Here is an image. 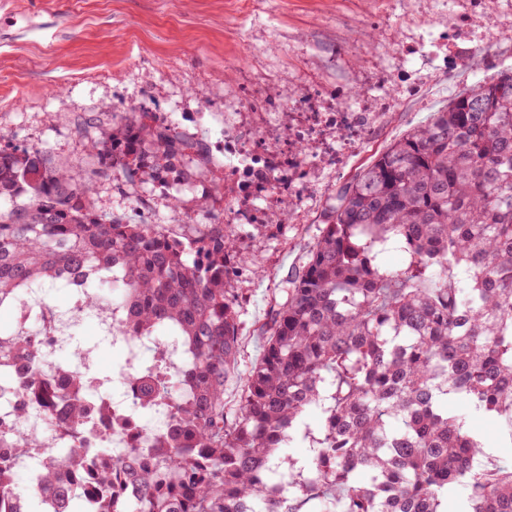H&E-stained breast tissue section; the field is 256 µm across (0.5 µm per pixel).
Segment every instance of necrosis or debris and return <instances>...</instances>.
I'll return each mask as SVG.
<instances>
[{
  "instance_id": "4bbe7bcc",
  "label": "necrosis or debris",
  "mask_w": 512,
  "mask_h": 512,
  "mask_svg": "<svg viewBox=\"0 0 512 512\" xmlns=\"http://www.w3.org/2000/svg\"><path fill=\"white\" fill-rule=\"evenodd\" d=\"M391 106L389 100L367 98L360 112L349 111L331 93L312 89L293 113L287 140H277L265 113L246 108L240 94L224 101V220L230 224H266L280 198L295 190L299 173L327 164H339L348 153L364 149L371 126ZM71 303L65 313L54 312L40 290L23 293L13 301V328L30 341L31 361L8 365L15 381L37 374L35 390L14 391L10 399L0 398V464L10 470L37 472L50 448H106L113 461L136 459L141 468L158 467L161 452L155 448L157 435L173 423V416L191 394L173 388L162 402L143 411L138 392L129 383L131 373L143 370L142 355L152 350L176 375L188 364L186 352L173 332H159L125 341V360L112 376L94 369L92 348L76 339L85 321H93L106 335H119L126 325L120 305L86 310L88 283L71 279L66 285ZM77 389L86 414L77 424L57 420L55 407L44 404L45 389ZM32 443L25 457L13 453L16 435Z\"/></svg>"
}]
</instances>
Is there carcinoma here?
<instances>
[{
  "label": "carcinoma",
  "mask_w": 512,
  "mask_h": 512,
  "mask_svg": "<svg viewBox=\"0 0 512 512\" xmlns=\"http://www.w3.org/2000/svg\"><path fill=\"white\" fill-rule=\"evenodd\" d=\"M188 151L207 149L142 107L89 142L85 171L0 146V309L24 289L119 269L99 287L131 331L173 329L194 356L181 373L194 396L155 440L179 482L105 449L87 488L105 490L98 512H512V463L485 456L469 425L495 420L512 449V71L463 89L337 189L245 372L242 295L228 284L252 225L177 235L92 203L96 180L168 173ZM388 244L402 266L379 263ZM31 352L0 328L1 354ZM131 383L146 404L163 394L149 370ZM297 441L302 460L286 452ZM84 463L81 448L47 452L37 486L56 512H80L70 474ZM124 485L130 496L112 495Z\"/></svg>",
  "instance_id": "carcinoma-1"
}]
</instances>
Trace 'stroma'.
<instances>
[{"label":"stroma","mask_w":512,"mask_h":512,"mask_svg":"<svg viewBox=\"0 0 512 512\" xmlns=\"http://www.w3.org/2000/svg\"><path fill=\"white\" fill-rule=\"evenodd\" d=\"M467 7L468 0H0V142L41 149L78 171L90 163L89 137L113 114L141 106L160 119L175 114L216 153L224 137L215 121L234 90H255L257 106L282 124L289 104L316 87L336 91L353 111L365 93L390 100L364 151L324 171L240 251L245 370L262 352L275 289L312 247L337 188L462 87L512 70V0H480L466 34L449 38ZM413 43L420 51L407 53ZM407 76L418 84L409 94ZM180 197L173 206L146 175L99 179L93 194L101 212L141 215L178 234L224 216V195L211 183ZM203 197L205 215L197 212Z\"/></svg>","instance_id":"1"}]
</instances>
